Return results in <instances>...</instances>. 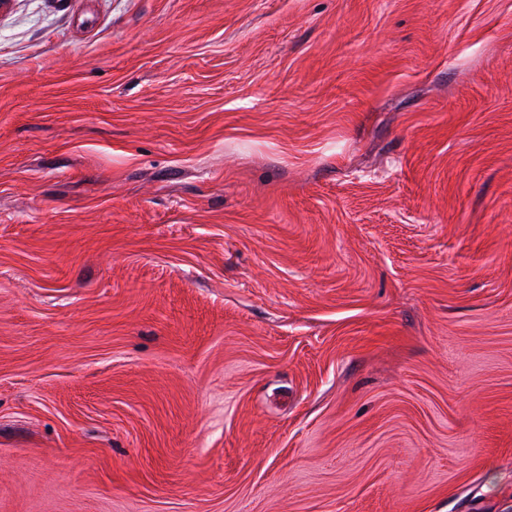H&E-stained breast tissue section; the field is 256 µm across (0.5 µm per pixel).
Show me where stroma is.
<instances>
[{
  "label": "stroma",
  "instance_id": "stroma-1",
  "mask_svg": "<svg viewBox=\"0 0 512 512\" xmlns=\"http://www.w3.org/2000/svg\"><path fill=\"white\" fill-rule=\"evenodd\" d=\"M0 512H512V0H8Z\"/></svg>",
  "mask_w": 512,
  "mask_h": 512
}]
</instances>
